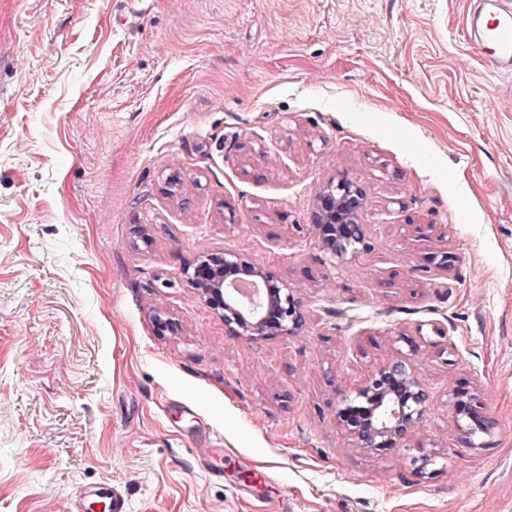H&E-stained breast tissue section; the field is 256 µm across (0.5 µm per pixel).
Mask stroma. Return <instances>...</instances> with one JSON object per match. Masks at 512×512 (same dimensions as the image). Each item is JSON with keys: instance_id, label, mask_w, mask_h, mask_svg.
<instances>
[{"instance_id": "obj_1", "label": "stroma", "mask_w": 512, "mask_h": 512, "mask_svg": "<svg viewBox=\"0 0 512 512\" xmlns=\"http://www.w3.org/2000/svg\"><path fill=\"white\" fill-rule=\"evenodd\" d=\"M468 9L0 0V512L101 483L128 512H512V75ZM341 181L368 246L338 260L310 221ZM212 247L302 329L225 327L189 280ZM405 355L424 420L356 448L344 399ZM455 390L495 422L471 448Z\"/></svg>"}]
</instances>
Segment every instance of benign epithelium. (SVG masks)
I'll use <instances>...</instances> for the list:
<instances>
[{"label": "benign epithelium", "instance_id": "1", "mask_svg": "<svg viewBox=\"0 0 512 512\" xmlns=\"http://www.w3.org/2000/svg\"><path fill=\"white\" fill-rule=\"evenodd\" d=\"M362 195L352 184L341 181L328 184L318 195L312 226L322 234L323 243L334 258L357 252L365 245V227L357 222ZM210 267L202 264L192 277L210 307L224 316V325L237 336H273L290 334L305 322L299 301L274 277L244 264L233 252L214 248L206 252ZM245 273L255 277L258 300L234 299L229 288L235 287V276ZM358 403L349 402L338 413L339 423L348 431L356 447L393 448L410 436L422 422L430 407V397L413 367L405 359H396L377 369L357 393ZM476 396L455 394L454 410L475 424L466 432L478 429L487 434L493 422L477 414Z\"/></svg>", "mask_w": 512, "mask_h": 512}]
</instances>
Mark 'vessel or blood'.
I'll return each instance as SVG.
<instances>
[{"mask_svg": "<svg viewBox=\"0 0 512 512\" xmlns=\"http://www.w3.org/2000/svg\"><path fill=\"white\" fill-rule=\"evenodd\" d=\"M468 24L478 44L490 51L491 65L512 74V0H474ZM104 503L106 512H128L125 490L114 484L78 488L70 496V512H90V502Z\"/></svg>", "mask_w": 512, "mask_h": 512, "instance_id": "1", "label": "vessel or blood"}]
</instances>
